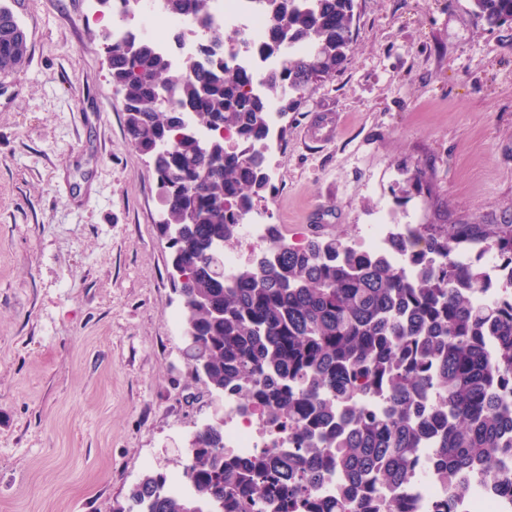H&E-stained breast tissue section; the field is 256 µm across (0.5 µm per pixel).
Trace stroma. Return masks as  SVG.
I'll return each instance as SVG.
<instances>
[{"label":"stroma","instance_id":"obj_1","mask_svg":"<svg viewBox=\"0 0 512 512\" xmlns=\"http://www.w3.org/2000/svg\"><path fill=\"white\" fill-rule=\"evenodd\" d=\"M0 73V512H114L223 404L194 375L149 158L127 139L96 0H6ZM343 69L280 118L259 205L289 241L512 219V27L469 0H355ZM333 115L331 141L308 137ZM26 35L10 7L0 3V71L20 68L27 61Z\"/></svg>","mask_w":512,"mask_h":512}]
</instances>
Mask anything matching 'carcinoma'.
Segmentation results:
<instances>
[{
  "label": "carcinoma",
  "mask_w": 512,
  "mask_h": 512,
  "mask_svg": "<svg viewBox=\"0 0 512 512\" xmlns=\"http://www.w3.org/2000/svg\"><path fill=\"white\" fill-rule=\"evenodd\" d=\"M354 2L255 0L271 22L259 51L282 62L264 95L207 42L181 69L138 35L105 44L126 134L150 157L164 199L159 231L181 227L170 249L187 276L182 322L193 368H204L211 391L234 392L267 422L294 426L296 444L241 461L224 455L218 425L200 428L189 440L187 492L148 473L114 512H366L353 496L322 501L313 488L338 471L368 490L394 488L414 474L426 444L451 499L464 492L457 475L480 466L496 477V458L512 448V290L476 303L486 271L458 258L481 246L512 266L511 222L408 227L410 275L336 236L298 247L277 224L269 249L232 277L213 263L214 242L234 246L243 217L265 199V157L254 145L267 136L266 97L283 117L336 77L354 41ZM157 6L211 26L210 0ZM470 6L491 28L512 24V0ZM27 53L24 31L0 3V71L24 66ZM187 110L211 131L206 145L185 125ZM379 387L388 393L383 412L357 406Z\"/></svg>",
  "instance_id": "obj_1"
}]
</instances>
